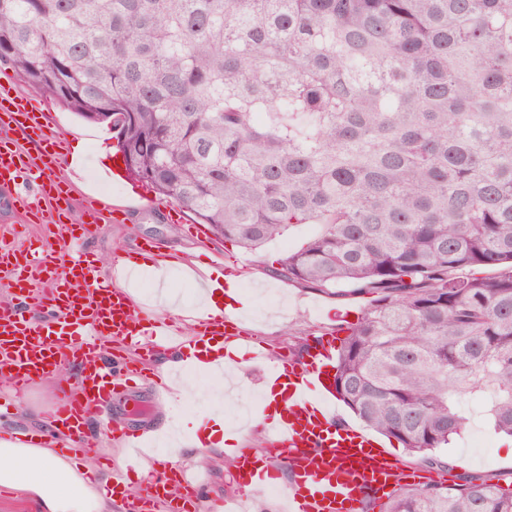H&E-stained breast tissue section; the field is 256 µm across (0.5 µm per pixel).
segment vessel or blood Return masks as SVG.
<instances>
[{
    "mask_svg": "<svg viewBox=\"0 0 512 512\" xmlns=\"http://www.w3.org/2000/svg\"><path fill=\"white\" fill-rule=\"evenodd\" d=\"M48 111L32 96L0 94V185L27 178L35 193H16L12 205L27 218L54 224L60 234L81 241L102 225L118 220L117 207L101 199L84 204L80 221H73L69 181L57 168L68 162L63 135L48 134ZM38 146L25 153L20 140ZM114 280L95 276V265L84 256L61 259L55 250L0 249V271L13 275L14 295L0 302V385L22 394L31 384L56 383L49 433L0 434V444L54 448L60 456L79 457L91 442L87 426L98 421L121 448L137 454L148 448L159 429L156 420H135L122 405L134 394V383L146 379L155 349L174 357V368L187 366L201 345L213 340L235 344L249 360L264 366V380L283 386L285 398L276 415L258 410L265 448H228L234 479L240 487L271 485L289 478L290 512H362L366 492L386 497L410 471L380 441L336 417L333 386V341H319L305 359L270 360L264 346L245 336L241 309L205 312L190 335L166 317H151L135 302L117 276L137 271L131 255L115 252ZM42 315L32 318L31 300ZM76 368V379L60 377V365ZM139 494L128 484L114 482L115 512H190L189 506L208 494L205 481L187 474L172 461L155 458Z\"/></svg>",
    "mask_w": 512,
    "mask_h": 512,
    "instance_id": "1",
    "label": "vessel or blood"
}]
</instances>
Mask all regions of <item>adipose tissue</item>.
<instances>
[{"label": "adipose tissue", "instance_id": "obj_1", "mask_svg": "<svg viewBox=\"0 0 512 512\" xmlns=\"http://www.w3.org/2000/svg\"><path fill=\"white\" fill-rule=\"evenodd\" d=\"M0 487L36 501L40 512H112L111 476L50 448L0 447Z\"/></svg>", "mask_w": 512, "mask_h": 512}]
</instances>
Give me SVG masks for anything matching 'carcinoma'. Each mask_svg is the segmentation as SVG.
<instances>
[{
  "mask_svg": "<svg viewBox=\"0 0 512 512\" xmlns=\"http://www.w3.org/2000/svg\"><path fill=\"white\" fill-rule=\"evenodd\" d=\"M0 62L119 126L126 171L303 288L371 296L336 396L428 465L512 436V0H0ZM489 270L491 274L483 275ZM512 512L481 474L365 512Z\"/></svg>",
  "mask_w": 512,
  "mask_h": 512,
  "instance_id": "1",
  "label": "carcinoma"
}]
</instances>
